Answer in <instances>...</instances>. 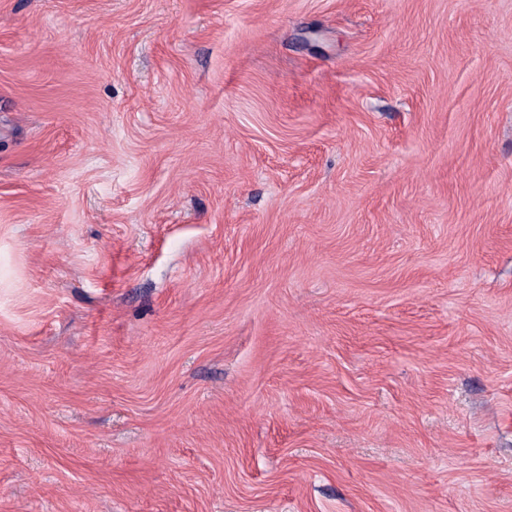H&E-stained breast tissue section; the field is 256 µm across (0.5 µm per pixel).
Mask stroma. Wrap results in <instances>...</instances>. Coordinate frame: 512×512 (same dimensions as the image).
Returning <instances> with one entry per match:
<instances>
[{"mask_svg": "<svg viewBox=\"0 0 512 512\" xmlns=\"http://www.w3.org/2000/svg\"><path fill=\"white\" fill-rule=\"evenodd\" d=\"M0 512H512V0H0Z\"/></svg>", "mask_w": 512, "mask_h": 512, "instance_id": "1", "label": "stroma"}]
</instances>
